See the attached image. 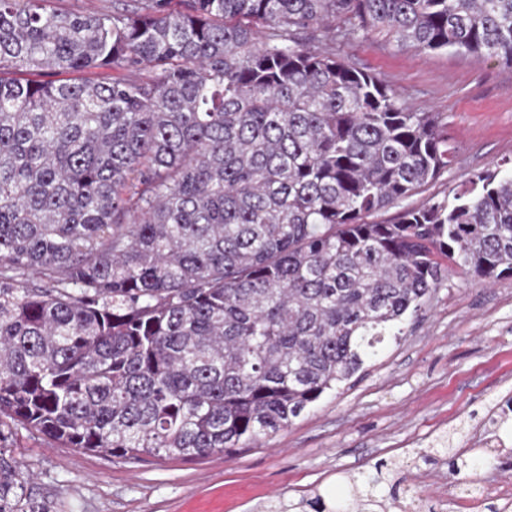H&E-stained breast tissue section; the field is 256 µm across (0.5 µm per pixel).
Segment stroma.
Returning <instances> with one entry per match:
<instances>
[{"label":"stroma","mask_w":512,"mask_h":512,"mask_svg":"<svg viewBox=\"0 0 512 512\" xmlns=\"http://www.w3.org/2000/svg\"><path fill=\"white\" fill-rule=\"evenodd\" d=\"M336 53L396 89L415 112H442L459 160L408 206L441 198L470 172L512 158V66L472 55L420 54L372 34ZM512 392V277L483 283L465 272L444 281L405 334L293 425L232 453L137 463L60 448L0 421V456L28 479L46 512H266L277 501L396 496L410 512H465L466 482L494 479L512 491V421L499 432L507 454L479 447L472 413ZM481 469L449 474L453 454ZM384 479L374 483L377 461Z\"/></svg>","instance_id":"stroma-1"}]
</instances>
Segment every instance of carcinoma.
Returning a JSON list of instances; mask_svg holds the SVG:
<instances>
[{"label":"carcinoma","mask_w":512,"mask_h":512,"mask_svg":"<svg viewBox=\"0 0 512 512\" xmlns=\"http://www.w3.org/2000/svg\"><path fill=\"white\" fill-rule=\"evenodd\" d=\"M117 2L0 0V417L128 461L245 448L451 272L512 276L506 162L371 220L458 148L321 49L378 31L512 66V0ZM102 68L150 76L11 77ZM0 512H43L3 457ZM49 4L63 9H78L85 12L112 13L114 0H52Z\"/></svg>","instance_id":"1"}]
</instances>
